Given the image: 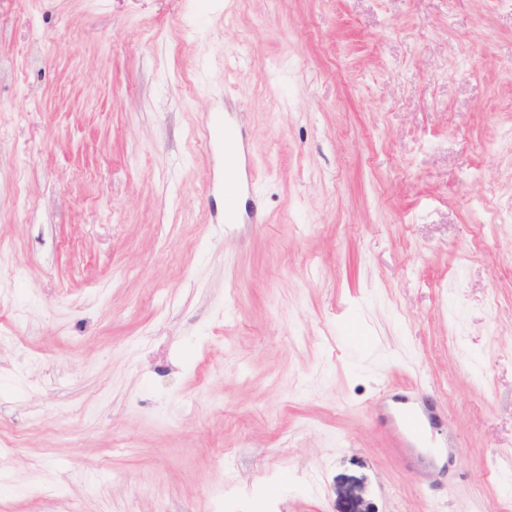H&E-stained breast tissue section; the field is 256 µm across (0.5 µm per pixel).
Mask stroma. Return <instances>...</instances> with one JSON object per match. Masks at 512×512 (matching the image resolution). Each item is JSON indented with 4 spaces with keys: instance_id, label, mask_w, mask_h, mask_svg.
<instances>
[{
    "instance_id": "1",
    "label": "stroma",
    "mask_w": 512,
    "mask_h": 512,
    "mask_svg": "<svg viewBox=\"0 0 512 512\" xmlns=\"http://www.w3.org/2000/svg\"><path fill=\"white\" fill-rule=\"evenodd\" d=\"M1 49L0 512L512 500V11L0 0ZM209 125L220 129L224 137V153H234L239 147V132L234 123L222 111L213 113L209 118ZM439 416V407L432 397L421 391L411 399H407L403 406L397 408L396 412L390 416L391 425L397 426V419L402 418L407 421L410 434L419 435L428 426H431Z\"/></svg>"
}]
</instances>
